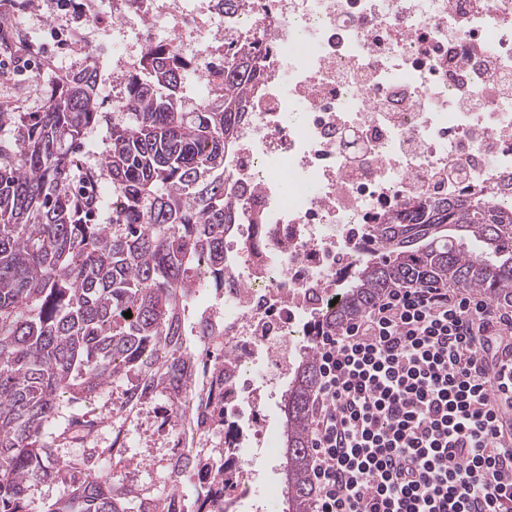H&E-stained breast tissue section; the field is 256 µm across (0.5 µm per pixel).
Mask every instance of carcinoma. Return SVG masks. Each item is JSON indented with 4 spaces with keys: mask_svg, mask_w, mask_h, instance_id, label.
Returning a JSON list of instances; mask_svg holds the SVG:
<instances>
[{
    "mask_svg": "<svg viewBox=\"0 0 512 512\" xmlns=\"http://www.w3.org/2000/svg\"><path fill=\"white\" fill-rule=\"evenodd\" d=\"M96 50L57 84L40 112H1L0 128V512H165L162 493L109 484L95 472L104 448L61 457L80 430L48 427L65 403L91 397L132 370L176 395L184 413L201 405L184 359L198 355L193 296L224 280V229L239 210L228 166L249 86L261 78L255 47L224 59V88L193 110L173 50L146 49L125 101L112 113L105 148L83 172L112 188L119 206L98 223L72 172V149L100 121ZM379 261L359 266L351 285L314 324L292 362L283 401L284 512H312L310 400L318 380L314 344L322 331L358 320L390 288L444 284L512 305V201H424L371 226ZM131 312L132 317L123 316ZM61 496L32 506L36 482Z\"/></svg>",
    "mask_w": 512,
    "mask_h": 512,
    "instance_id": "1",
    "label": "carcinoma"
}]
</instances>
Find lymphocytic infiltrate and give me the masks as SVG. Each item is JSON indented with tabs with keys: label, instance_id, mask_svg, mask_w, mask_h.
I'll return each mask as SVG.
<instances>
[{
	"label": "lymphocytic infiltrate",
	"instance_id": "f902f5d3",
	"mask_svg": "<svg viewBox=\"0 0 512 512\" xmlns=\"http://www.w3.org/2000/svg\"><path fill=\"white\" fill-rule=\"evenodd\" d=\"M512 310L390 289L317 337L314 512H512Z\"/></svg>",
	"mask_w": 512,
	"mask_h": 512
}]
</instances>
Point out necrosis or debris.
I'll return each mask as SVG.
<instances>
[{
  "mask_svg": "<svg viewBox=\"0 0 512 512\" xmlns=\"http://www.w3.org/2000/svg\"><path fill=\"white\" fill-rule=\"evenodd\" d=\"M200 92L219 83L216 56L255 43L265 77L238 126L232 162L242 219L224 232V285L203 299L229 361L197 363L204 424L157 406L170 470L188 465L201 512H237L256 467L277 452L262 419L292 366L305 315L375 247L371 224L433 199L512 187V0H245L231 17L212 0H149ZM131 12L98 40V77L120 78L154 43H129Z\"/></svg>",
  "mask_w": 512,
  "mask_h": 512,
  "instance_id": "4bbe7bcc",
  "label": "necrosis or debris"
}]
</instances>
